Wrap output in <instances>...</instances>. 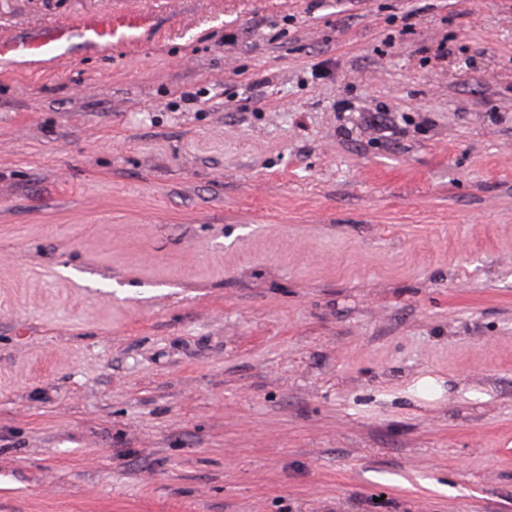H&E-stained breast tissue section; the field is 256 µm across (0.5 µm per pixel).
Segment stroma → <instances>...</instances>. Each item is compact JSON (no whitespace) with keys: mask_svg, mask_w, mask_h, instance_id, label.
Returning a JSON list of instances; mask_svg holds the SVG:
<instances>
[{"mask_svg":"<svg viewBox=\"0 0 512 512\" xmlns=\"http://www.w3.org/2000/svg\"><path fill=\"white\" fill-rule=\"evenodd\" d=\"M105 10L0 68V512H512V0L0 41ZM141 24L106 11L83 17L75 25H59L41 35L0 42V63L39 66L61 61L79 44L87 53L108 55L112 47L135 39Z\"/></svg>","mask_w":512,"mask_h":512,"instance_id":"stroma-1","label":"stroma"}]
</instances>
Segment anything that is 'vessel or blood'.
<instances>
[{
  "label": "vessel or blood",
  "mask_w": 512,
  "mask_h": 512,
  "mask_svg": "<svg viewBox=\"0 0 512 512\" xmlns=\"http://www.w3.org/2000/svg\"><path fill=\"white\" fill-rule=\"evenodd\" d=\"M138 21L102 12L83 17L74 25H59L33 37L0 42V63L39 66L70 56L73 46L85 52L109 54L117 44L133 40Z\"/></svg>",
  "instance_id": "obj_1"
}]
</instances>
